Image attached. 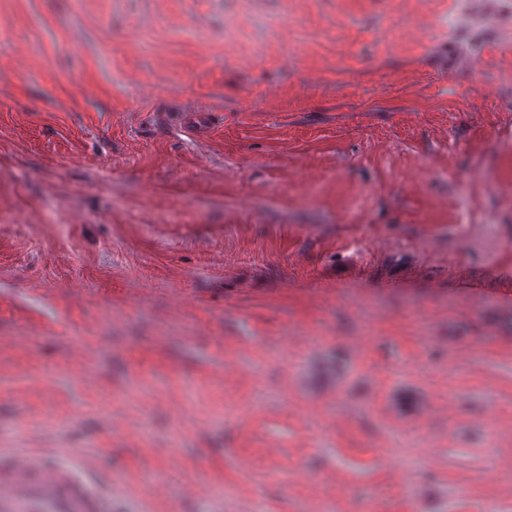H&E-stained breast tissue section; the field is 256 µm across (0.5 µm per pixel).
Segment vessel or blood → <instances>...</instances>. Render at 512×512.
<instances>
[{
    "label": "vessel or blood",
    "instance_id": "b4317fda",
    "mask_svg": "<svg viewBox=\"0 0 512 512\" xmlns=\"http://www.w3.org/2000/svg\"><path fill=\"white\" fill-rule=\"evenodd\" d=\"M105 510L102 492L78 461L0 449V512Z\"/></svg>",
    "mask_w": 512,
    "mask_h": 512
}]
</instances>
